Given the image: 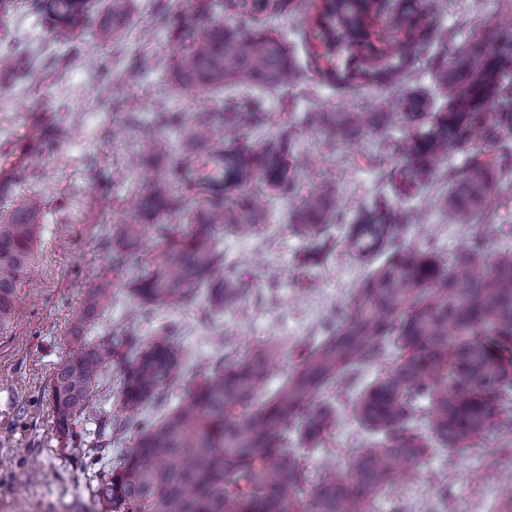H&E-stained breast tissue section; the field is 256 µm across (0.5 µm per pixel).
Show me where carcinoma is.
<instances>
[{
	"label": "carcinoma",
	"mask_w": 512,
	"mask_h": 512,
	"mask_svg": "<svg viewBox=\"0 0 512 512\" xmlns=\"http://www.w3.org/2000/svg\"><path fill=\"white\" fill-rule=\"evenodd\" d=\"M44 13L68 32L86 28L90 0H40ZM382 17L400 39L383 51L357 57V65L320 68L322 81L400 85L411 57L425 48L429 29L425 0H321L306 39L315 57L328 61L361 39L365 24ZM181 37L173 52L175 83L207 91L224 86L273 88L297 82L286 42L263 28L238 30L208 22L195 11L179 14ZM448 115L434 116L401 143L402 179L420 183L463 150L462 167L448 169L450 187L441 205L457 224L488 222L486 201L506 159L501 134L512 132V44L490 37L454 48L435 59ZM414 120L428 113L420 97L403 101ZM308 122L326 124L340 140L368 130L367 112H311ZM192 149L180 164L200 198L195 223L156 224L176 210L168 181L158 178L137 198L138 220L121 225L117 243L138 244L148 232L157 241L152 258L132 288L156 304L188 300L205 285L224 308L238 302L234 277L214 278L224 254L217 230L249 232L269 192L293 188L286 163L288 131L256 152L224 143L219 127L273 124V115L248 101L222 112L180 116ZM332 188L306 197L295 229L317 237L325 229ZM39 197L19 202L0 218V327L15 314L16 289L33 255ZM408 217L379 197L363 205L346 225V249L378 266L350 297L335 330L301 356L286 383L261 395L270 366L288 348L275 340L205 377L159 422L138 420L160 384L177 376L181 351L169 336L139 345L126 370L123 406L138 427L133 448L93 490L98 512H368V506L401 474L414 471L433 449L468 448L499 427L512 410V251L494 254L466 244L453 263L405 246ZM112 303V284L96 282L72 316L67 359L51 377L52 414L59 431L92 405L91 394L112 364V343L94 344L84 330ZM393 367L354 401L364 431L349 464L313 484L288 438L319 448L336 427L334 407L319 400L373 360ZM426 422L427 431L420 429Z\"/></svg>",
	"instance_id": "obj_1"
}]
</instances>
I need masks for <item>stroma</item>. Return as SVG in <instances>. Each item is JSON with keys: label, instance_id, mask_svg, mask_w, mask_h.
I'll use <instances>...</instances> for the list:
<instances>
[{"label": "stroma", "instance_id": "stroma-1", "mask_svg": "<svg viewBox=\"0 0 512 512\" xmlns=\"http://www.w3.org/2000/svg\"><path fill=\"white\" fill-rule=\"evenodd\" d=\"M38 0H12L0 21V57L15 60L0 67V213L22 198L43 201L36 226L30 269L17 290L11 323L0 329V512H97L95 471L72 455L76 448H132L137 430L125 423L120 406L124 373L132 359L130 337L146 341L172 335L184 363L179 376L164 382L157 399L141 415L158 421L216 368L252 347L287 338L288 357L272 366L264 386L272 393L291 374L311 345L330 335L346 312L355 288L369 276L342 243V228L354 218L359 200L385 196L407 213L405 245L454 258L470 241L488 252L512 249V166L498 175L491 194L489 224L452 223L439 205L448 190L442 172L416 187L400 178L398 145L410 122L402 101L408 92L436 96L432 59L447 49L492 34L512 38V0H429L432 25L428 47L409 62L400 86H333L310 66L305 32L311 10L297 0L277 9L245 13L229 0H127L126 23L114 39L101 42L97 31L106 18L107 0H98L87 28L69 33L37 7ZM204 20L233 28L262 26L283 36L299 81L273 91L217 89L200 95L176 87L169 57L179 41L175 17L183 9ZM111 86L101 96L102 86ZM252 99L288 128V157L294 167L290 192L270 195L254 233H220L225 273L235 275L245 292L232 309L198 289L193 300L169 305L144 304L132 293L155 238L112 254L130 203L148 180L164 177L183 206L169 224L190 223L196 209L178 154L154 155L143 130H157L162 117L179 112H217L225 102ZM374 113L370 129L351 144L311 126L310 112L345 109ZM335 188V217L327 226L329 247L309 260L312 241L294 224L303 200L323 183ZM112 283V303L88 329L91 340L116 345L112 364L102 374L93 410L59 433L52 418V374L69 352L71 317L97 280ZM390 363L371 362L346 385L324 398L335 404L338 421L322 448L300 449L311 478L325 472L326 460L344 469L361 433L352 416L354 394L384 374ZM512 471V426L503 425L473 447L438 450L424 457L411 480L381 494L369 512H503L512 491L498 479Z\"/></svg>", "mask_w": 512, "mask_h": 512}]
</instances>
